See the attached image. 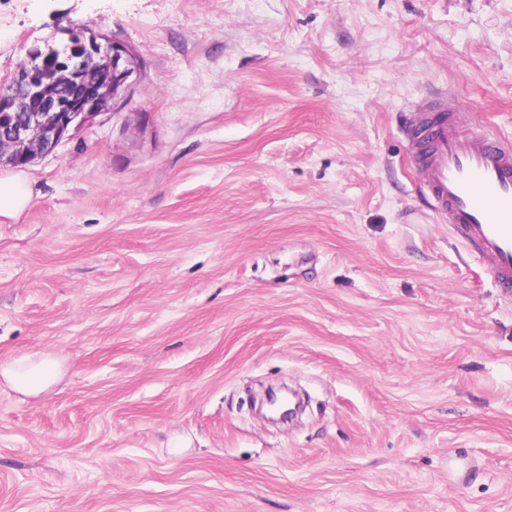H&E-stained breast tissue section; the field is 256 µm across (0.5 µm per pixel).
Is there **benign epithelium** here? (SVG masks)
Instances as JSON below:
<instances>
[{
  "label": "benign epithelium",
  "mask_w": 512,
  "mask_h": 512,
  "mask_svg": "<svg viewBox=\"0 0 512 512\" xmlns=\"http://www.w3.org/2000/svg\"><path fill=\"white\" fill-rule=\"evenodd\" d=\"M137 67V56L114 41L94 36L68 40L45 54L32 53L31 65L9 82L0 111L14 115L0 129V163L24 167L48 154L86 123L112 109ZM300 402L294 389L265 388L259 416L269 424L295 419Z\"/></svg>",
  "instance_id": "benign-epithelium-1"
}]
</instances>
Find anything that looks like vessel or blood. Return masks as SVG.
<instances>
[{
  "instance_id": "obj_1",
  "label": "vessel or blood",
  "mask_w": 512,
  "mask_h": 512,
  "mask_svg": "<svg viewBox=\"0 0 512 512\" xmlns=\"http://www.w3.org/2000/svg\"><path fill=\"white\" fill-rule=\"evenodd\" d=\"M408 136L432 210L492 261L503 293L512 292V147L422 107L410 117Z\"/></svg>"
}]
</instances>
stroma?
I'll return each mask as SVG.
<instances>
[{"label": "stroma", "mask_w": 512, "mask_h": 512, "mask_svg": "<svg viewBox=\"0 0 512 512\" xmlns=\"http://www.w3.org/2000/svg\"><path fill=\"white\" fill-rule=\"evenodd\" d=\"M75 32L137 70L0 221V363L61 364L0 512H512V295L403 133L512 141V0H0V85ZM300 402L294 389L285 383L266 387L259 401V416L269 424L285 423L295 419Z\"/></svg>", "instance_id": "obj_1"}]
</instances>
